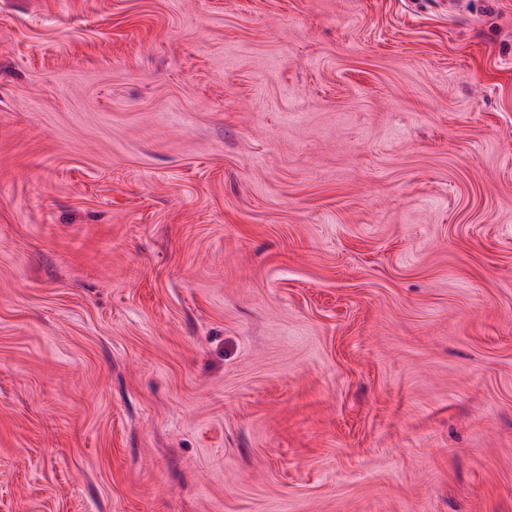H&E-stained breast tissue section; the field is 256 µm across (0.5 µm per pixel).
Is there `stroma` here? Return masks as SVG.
Listing matches in <instances>:
<instances>
[{"label":"stroma","mask_w":512,"mask_h":512,"mask_svg":"<svg viewBox=\"0 0 512 512\" xmlns=\"http://www.w3.org/2000/svg\"><path fill=\"white\" fill-rule=\"evenodd\" d=\"M0 0V512H512V0Z\"/></svg>","instance_id":"35a3bbf8"}]
</instances>
